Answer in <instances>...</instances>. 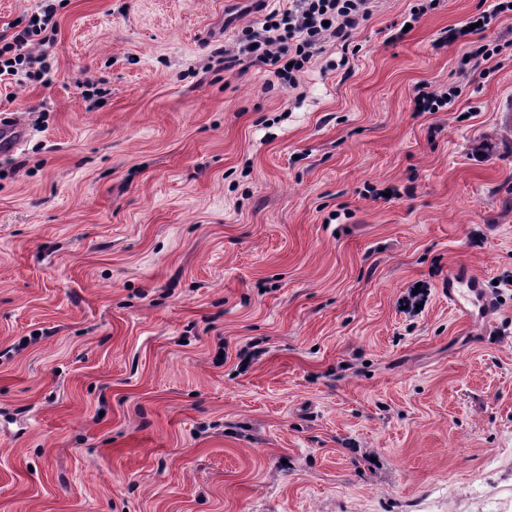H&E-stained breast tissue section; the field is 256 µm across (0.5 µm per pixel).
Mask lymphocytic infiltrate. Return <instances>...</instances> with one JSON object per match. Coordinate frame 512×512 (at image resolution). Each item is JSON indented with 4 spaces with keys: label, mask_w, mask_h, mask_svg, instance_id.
<instances>
[{
    "label": "lymphocytic infiltrate",
    "mask_w": 512,
    "mask_h": 512,
    "mask_svg": "<svg viewBox=\"0 0 512 512\" xmlns=\"http://www.w3.org/2000/svg\"><path fill=\"white\" fill-rule=\"evenodd\" d=\"M373 0H294L288 9L267 14L260 28L243 30L240 41L244 52L266 66L268 72L296 87L302 73L325 51L330 40L349 42L353 32L372 14ZM512 10V0H495L487 9L473 15L471 24L449 29L448 42L471 37L463 66H475L498 55L499 48L480 42L496 18ZM53 5L42 4L35 21L11 37H0V75L16 77L18 83H46L50 80L45 32L54 24Z\"/></svg>",
    "instance_id": "f902f5d3"
}]
</instances>
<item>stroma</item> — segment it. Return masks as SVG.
I'll return each instance as SVG.
<instances>
[{"mask_svg": "<svg viewBox=\"0 0 512 512\" xmlns=\"http://www.w3.org/2000/svg\"><path fill=\"white\" fill-rule=\"evenodd\" d=\"M483 2L375 0L293 89L251 0H55L0 79V512H512V11L442 40ZM41 10L33 14L29 24L10 39L0 37V75H11L19 84L50 81L51 66L47 63L46 37L42 36L49 27L53 29L55 10L53 4L43 0ZM37 19V22H34ZM494 2L497 3H494L490 8L483 9L479 13L473 15L467 19L463 25L448 29V37H446L448 43H454L460 38H464L469 35H480L476 40L469 42L471 44L470 50L466 51L462 56L461 61L464 68L468 66L473 67L481 61H488L500 52L497 45L493 46L491 43H480V41L485 39L482 34L488 30L492 22L502 13L512 11V7H510V4H512L511 1L499 0ZM474 23H479V26H475L474 29H470L471 24ZM429 87L426 84L420 85L415 89V107L419 112H439L448 107V110L454 105L456 98L459 97L460 90L458 86L448 85V88H442L438 91H427ZM422 107V110H418ZM26 137V128L15 118L0 117V154L16 152ZM441 288L448 294V305L467 322L483 321L493 308L482 278L466 266L452 269Z\"/></svg>", "mask_w": 512, "mask_h": 512, "instance_id": "stroma-1", "label": "stroma"}]
</instances>
